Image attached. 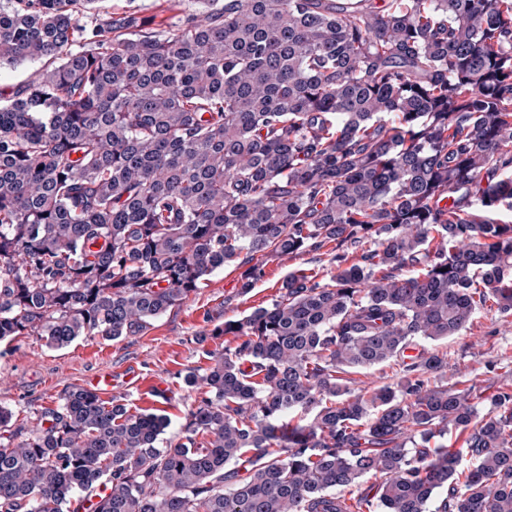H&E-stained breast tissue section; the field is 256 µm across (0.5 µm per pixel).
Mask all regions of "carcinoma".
<instances>
[{"mask_svg": "<svg viewBox=\"0 0 512 512\" xmlns=\"http://www.w3.org/2000/svg\"><path fill=\"white\" fill-rule=\"evenodd\" d=\"M195 3L163 31L0 4V68L44 62L0 93V343L136 336L217 269L255 261L245 292L331 242L336 273L210 331L165 448L166 416L82 386L0 407V512H512V388L405 354L512 310V0ZM398 370L399 366L396 360L380 367L359 370L358 373L350 376L355 381L351 388L372 389L390 383Z\"/></svg>", "mask_w": 512, "mask_h": 512, "instance_id": "obj_1", "label": "carcinoma"}]
</instances>
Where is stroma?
<instances>
[{"mask_svg":"<svg viewBox=\"0 0 512 512\" xmlns=\"http://www.w3.org/2000/svg\"><path fill=\"white\" fill-rule=\"evenodd\" d=\"M334 244L300 258L266 260L264 275L242 290L243 268L216 270L184 302L152 321L141 334L121 340L78 338L54 349L36 336L0 345V407L10 409L18 423H29L73 385L92 377L111 379L103 399H118L131 411L166 415L165 440L175 439L194 395L179 379L182 372L207 367L208 354L224 347L211 336L215 324L240 318L273 303L288 272L297 266L326 279L336 272ZM448 351V381L465 388L477 382L488 391L512 387V313L481 309L460 334L436 342Z\"/></svg>","mask_w":512,"mask_h":512,"instance_id":"1","label":"stroma"}]
</instances>
